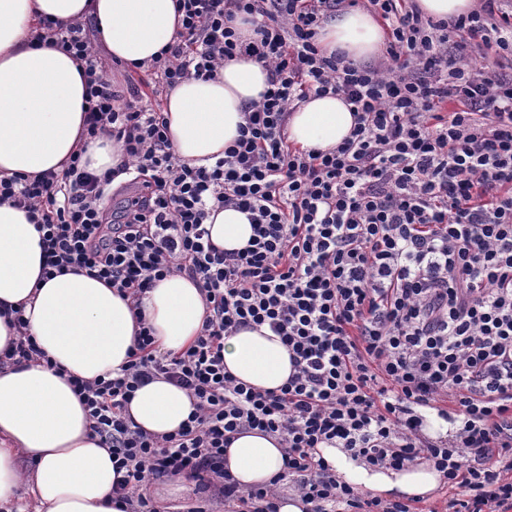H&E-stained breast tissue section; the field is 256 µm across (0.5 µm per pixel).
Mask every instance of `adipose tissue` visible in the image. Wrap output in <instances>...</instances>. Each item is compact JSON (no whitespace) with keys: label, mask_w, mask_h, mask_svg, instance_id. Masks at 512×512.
Here are the masks:
<instances>
[{"label":"adipose tissue","mask_w":512,"mask_h":512,"mask_svg":"<svg viewBox=\"0 0 512 512\" xmlns=\"http://www.w3.org/2000/svg\"><path fill=\"white\" fill-rule=\"evenodd\" d=\"M94 18L109 62L150 63L180 29L175 0H0V178L62 171L83 151L91 170L119 162L116 143L84 142L85 84L79 63L54 48L32 47L40 19ZM384 31L368 11L345 9L325 21L317 42L326 53L346 52L357 62L380 55ZM268 87L266 67L238 57L216 79H190L166 91L163 114L180 162L207 164L238 138L244 109ZM355 117L338 96H310L287 118L290 145L328 151L349 137ZM212 242L231 251L253 235L234 208L211 213ZM41 235L25 211L0 204V306H20L47 363L0 369V506L25 493L33 512H130L115 501L112 456L92 436L83 405L68 376H117L129 361L138 326L129 300L84 273L41 277ZM141 310L158 348L177 353L198 336L206 317L199 288L171 274L142 298ZM224 365L261 390L281 388L293 372L290 354L268 325L244 328L224 340ZM193 409L186 391L163 379L138 388L126 409L134 425L153 434L177 431ZM337 477L386 499L424 497L440 474L422 460L400 470L369 466L327 444L319 449ZM224 466L241 488L269 484L283 468L277 436L257 430L237 434Z\"/></svg>","instance_id":"adipose-tissue-1"}]
</instances>
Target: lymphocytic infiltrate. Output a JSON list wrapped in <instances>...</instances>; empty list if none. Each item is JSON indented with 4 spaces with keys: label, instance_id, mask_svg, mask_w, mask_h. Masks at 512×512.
I'll use <instances>...</instances> for the list:
<instances>
[{
    "label": "lymphocytic infiltrate",
    "instance_id": "1",
    "mask_svg": "<svg viewBox=\"0 0 512 512\" xmlns=\"http://www.w3.org/2000/svg\"><path fill=\"white\" fill-rule=\"evenodd\" d=\"M361 1L386 28L379 68L316 43L328 15ZM480 2L450 24L409 0H176V41L120 81L89 25L44 22L38 42L83 64V135L114 138L121 162L97 174L76 154L60 173L0 179V203L26 209L41 234L43 279L82 272L136 304L176 271L207 309L184 351H160L143 326L119 376L70 380L132 512H157L143 487L180 474L237 512H278L276 489H240L224 467L234 435L255 429L281 437L284 476L309 512H416L337 478L322 443L375 467L433 462L447 512H512V74L498 70L512 9ZM240 56L267 67V90L223 158L179 162L149 100ZM312 93L354 113L335 149L287 142L289 112ZM122 174L132 193L114 209ZM227 207L254 229L238 251L205 224ZM263 324L294 368L277 390L224 368L225 337ZM160 377L194 409L155 436L123 410ZM432 413L448 435H427Z\"/></svg>",
    "mask_w": 512,
    "mask_h": 512
}]
</instances>
